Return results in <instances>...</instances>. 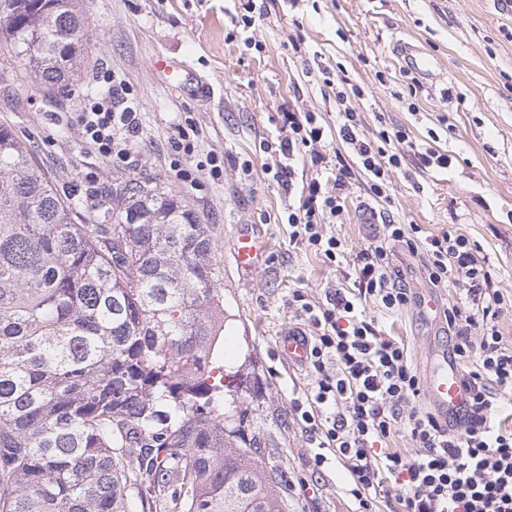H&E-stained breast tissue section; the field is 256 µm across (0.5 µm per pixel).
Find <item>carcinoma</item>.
Instances as JSON below:
<instances>
[{
	"label": "carcinoma",
	"mask_w": 512,
	"mask_h": 512,
	"mask_svg": "<svg viewBox=\"0 0 512 512\" xmlns=\"http://www.w3.org/2000/svg\"><path fill=\"white\" fill-rule=\"evenodd\" d=\"M0 56L65 89L79 0H5ZM76 224L0 127V512H288L214 364L224 317L209 227L141 182Z\"/></svg>",
	"instance_id": "carcinoma-1"
}]
</instances>
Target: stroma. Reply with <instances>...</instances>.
Instances as JSON below:
<instances>
[{
  "label": "stroma",
  "instance_id": "stroma-1",
  "mask_svg": "<svg viewBox=\"0 0 512 512\" xmlns=\"http://www.w3.org/2000/svg\"><path fill=\"white\" fill-rule=\"evenodd\" d=\"M83 14L89 43L79 76L62 92L30 79L17 100L0 92V126L31 148L62 199L81 202L82 221L100 212L114 183L137 180L180 196L208 224L224 275L221 357L247 377L234 396L262 452L286 473L288 512H351L343 465L332 455L315 465L316 445L292 412L314 384L312 370L288 367L276 347L296 325L294 290L321 301L349 281L289 244L288 211L300 192L272 178L261 145L287 136V112H313L335 127L336 89L354 86L346 105L364 136L399 127L453 162L424 172L405 158L389 174V201L374 203L346 153L357 174L334 226L344 263L374 233L359 217L370 202L395 221L466 236L495 284L512 291V0H83ZM398 38L434 58L437 79L405 76ZM158 55L181 67L179 79L153 70ZM104 71L113 84L96 82ZM111 87L129 90L140 127L125 155L106 157L82 142L80 116ZM185 138L195 146L189 158L173 149ZM210 154L224 160L220 179L195 169ZM182 168L189 180L178 177ZM242 232L265 246L249 273L233 256ZM387 328L419 369L452 346L428 311L409 309Z\"/></svg>",
  "mask_w": 512,
  "mask_h": 512
}]
</instances>
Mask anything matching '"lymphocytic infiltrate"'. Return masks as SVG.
<instances>
[{"label": "lymphocytic infiltrate", "instance_id": "1", "mask_svg": "<svg viewBox=\"0 0 512 512\" xmlns=\"http://www.w3.org/2000/svg\"><path fill=\"white\" fill-rule=\"evenodd\" d=\"M338 119L339 134L361 163L373 200H387L389 172L401 166L406 154H413L422 169L448 165L447 156L420 148L403 130L382 129L374 143L362 136L356 112L339 110ZM284 123L288 136L278 149L284 156L325 135L311 112L285 113ZM80 126L85 142L100 153H120L137 129L136 114L102 96L82 113ZM334 170L331 188L312 179L299 206L288 214L290 242L331 265L338 262L341 244L326 227L341 216L343 191L353 176L341 159ZM399 251L419 259L428 287H466V305L449 303L438 311L455 338L452 355L466 368L469 402L453 429L428 408L402 338L382 330L377 320L424 302L394 262ZM353 276V291L333 289L322 305L308 301L303 292L293 294L310 333L309 364L317 386L306 400H294L292 408L306 429L322 435L315 463H322L324 450L336 451L348 472L356 512H372L388 496L394 497L397 512H512V418L499 405L503 395H512V346L498 327L500 315L512 309V294L494 286L484 259L464 235L429 233L420 225L392 220L356 254ZM475 326L481 335H472ZM400 431L416 455L386 447V440Z\"/></svg>", "mask_w": 512, "mask_h": 512}]
</instances>
